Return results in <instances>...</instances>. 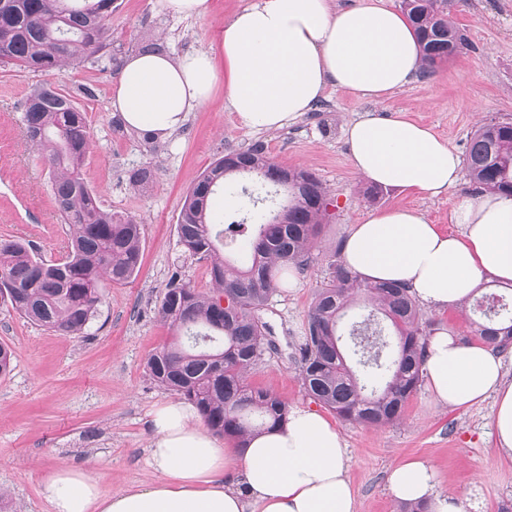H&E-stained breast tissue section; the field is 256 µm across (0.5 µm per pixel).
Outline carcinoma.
Instances as JSON below:
<instances>
[{"label":"carcinoma","mask_w":512,"mask_h":512,"mask_svg":"<svg viewBox=\"0 0 512 512\" xmlns=\"http://www.w3.org/2000/svg\"><path fill=\"white\" fill-rule=\"evenodd\" d=\"M114 0H0V61L30 71H61L107 46L106 25ZM459 0H401L421 47L422 69L461 51L464 42L449 21ZM27 140L49 163L57 211L68 225L69 251L52 263L35 257L23 240L0 241V299L30 322L61 336L85 331L103 304L105 290L122 284L141 264V225L103 210L81 177L90 147L82 112L60 89L39 85L28 94L23 112ZM242 169L219 159L186 196L177 224L179 243L193 255L216 254L222 217L208 211L217 188L233 187V177L254 176L243 191L257 234L250 259L235 264L216 259V295L206 297L174 278L158 308L174 333L147 361L148 375L196 404L217 434L241 443L250 432L286 420L288 408L274 393L246 383V373L263 360L268 327L260 312L275 291V270L306 265L313 240L327 212V191L306 169L275 164L260 146L237 155ZM465 166L471 182L512 196V122L490 121L470 138ZM154 170L132 171L130 182L146 191ZM328 281L315 296L299 347L304 391L345 422L380 426L398 420L423 377L431 332L408 288L372 284L358 278L334 253ZM230 293L224 309L219 296ZM496 295L494 308L484 297L472 304L473 336L505 351L512 346V288ZM357 296L372 312L351 324L352 353L358 372L341 345L340 320Z\"/></svg>","instance_id":"1"}]
</instances>
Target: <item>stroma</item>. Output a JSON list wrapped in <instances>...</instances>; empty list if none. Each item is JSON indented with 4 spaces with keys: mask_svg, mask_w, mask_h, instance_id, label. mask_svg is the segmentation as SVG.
<instances>
[{
    "mask_svg": "<svg viewBox=\"0 0 512 512\" xmlns=\"http://www.w3.org/2000/svg\"><path fill=\"white\" fill-rule=\"evenodd\" d=\"M250 2L211 0L206 17L183 18L161 0H115L111 44L88 61L60 73L0 62V239L29 241L47 261L68 252V227L56 213L48 166L29 145L22 121L28 93L46 83L67 92L86 114L92 144L82 172L102 208L142 222L139 271L107 289L85 333L56 335L0 303V344L14 353L12 372L0 376V512H49L44 482L57 467L96 477L107 492L156 481L145 453L150 412L174 394L148 376L146 362L170 338L158 307L171 278L202 294L213 292L210 260L184 252L176 225L189 190L225 154L262 146L276 164L315 173L329 193L328 215L307 264L294 271L296 290L276 289L260 314L271 328L273 351L247 374L251 386L275 393L291 408L314 405L301 386L297 348L311 303L328 280L329 257L351 226L402 205L422 210L439 230L453 234L452 207L478 193L464 177L434 198L395 189L369 198L344 128L366 114H403L462 155L480 124L512 121V0H461L450 21L464 48L380 102L331 90L296 124L257 132L226 108L219 90L172 138L148 144L127 128L111 107L126 58L150 41L173 55L215 50L225 20ZM145 166L156 180L144 193L128 175ZM491 412L488 401L468 409L438 404L422 386L396 422L377 428L337 422L351 455L357 512H398L387 478L411 458L426 460L439 488L463 501L467 512H512V461L498 455Z\"/></svg>",
    "mask_w": 512,
    "mask_h": 512,
    "instance_id": "35a3bbf8",
    "label": "stroma"
}]
</instances>
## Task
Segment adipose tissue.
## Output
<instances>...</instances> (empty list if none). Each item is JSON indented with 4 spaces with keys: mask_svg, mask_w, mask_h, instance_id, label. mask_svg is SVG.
<instances>
[{
    "mask_svg": "<svg viewBox=\"0 0 512 512\" xmlns=\"http://www.w3.org/2000/svg\"><path fill=\"white\" fill-rule=\"evenodd\" d=\"M223 68L193 50L130 56L111 100L125 124L166 138L190 112L223 88L226 106L257 131L281 130L312 110L327 89L379 100L407 86L421 68L419 45L405 16L361 0H251L225 22L218 38ZM356 172L385 188L436 197L454 187L461 160L430 128L405 117L363 116L344 129ZM456 234L430 224L420 210L393 207L353 225L341 254L360 278L409 287L425 307L466 303L484 274L512 284V197L492 190L452 210ZM436 403L467 408L492 400L491 425L502 457L512 459V373L481 342L464 344L441 329L424 360ZM146 461L155 482L105 492L88 474L52 470L44 484L51 512H356L348 478L351 456L336 427L320 413L295 408L285 424L228 448L194 404L171 400L151 413ZM243 475L241 483L229 474ZM388 490L431 512H466L442 494L422 460L395 466Z\"/></svg>",
    "mask_w": 512,
    "mask_h": 512,
    "instance_id": "adipose-tissue-1",
    "label": "adipose tissue"
}]
</instances>
